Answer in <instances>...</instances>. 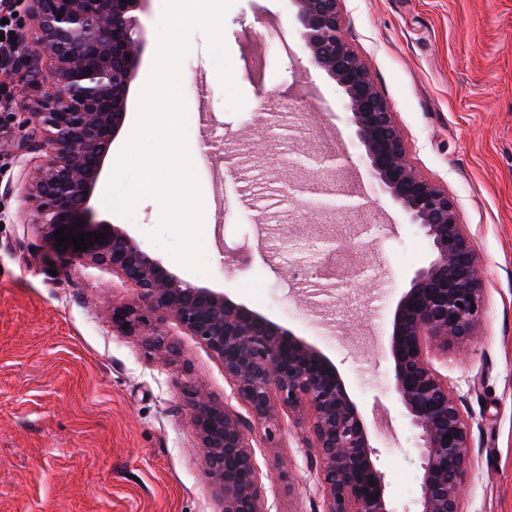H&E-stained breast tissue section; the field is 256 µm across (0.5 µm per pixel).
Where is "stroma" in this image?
<instances>
[{
	"mask_svg": "<svg viewBox=\"0 0 512 512\" xmlns=\"http://www.w3.org/2000/svg\"><path fill=\"white\" fill-rule=\"evenodd\" d=\"M344 34L389 104L413 167L447 189L478 255L485 309L470 345L435 368L470 422L473 466L464 512H512V0H341ZM163 0L140 15L144 50L125 129L137 121L152 71ZM295 35L280 48L281 32ZM294 0H234L223 42L241 109L228 98L194 31L180 64L187 145L202 198L207 274L175 261L150 238L162 206L143 198L133 220L108 212L178 277L226 293L315 346L338 368L380 452L395 512L420 495L417 434L391 392L393 313L414 274L433 258L429 242L373 178L341 94L316 67ZM21 72L0 76V512H222L204 476L205 451L182 394L185 371L216 397L235 387L222 362L175 322L179 355L148 354L142 337L112 327L109 302L137 295L106 267L76 259L27 223V178L49 157L28 149L41 129ZM356 176V208L338 221L316 208L332 195L294 194L318 177L308 164L324 139ZM356 253L366 276L292 280L311 268L323 240ZM249 242L253 262L225 268L220 240ZM310 416L283 418L276 449L251 423L261 499L278 512H321L316 471L302 446Z\"/></svg>",
	"mask_w": 512,
	"mask_h": 512,
	"instance_id": "35a3bbf8",
	"label": "stroma"
}]
</instances>
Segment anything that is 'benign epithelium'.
<instances>
[{
  "instance_id": "7a95c632",
  "label": "benign epithelium",
  "mask_w": 512,
  "mask_h": 512,
  "mask_svg": "<svg viewBox=\"0 0 512 512\" xmlns=\"http://www.w3.org/2000/svg\"><path fill=\"white\" fill-rule=\"evenodd\" d=\"M34 2L36 47L14 66L34 77L46 54L55 63V81L39 95L33 113L47 132L52 156L31 175L30 225L51 243L65 225L75 237L80 231L102 234L75 255L112 268L139 299L136 306H112V327L125 334L146 329L148 353L172 352L164 322L173 319L221 360L224 375L235 382L234 398L250 407L268 444L279 435L281 413L308 411L311 425L302 441L318 464L322 512H396L367 423L329 358L228 295L174 275L121 225L87 219L105 159L125 122L143 48L139 13L148 0ZM339 3L297 0L311 58L343 95L380 188L433 251L397 303L389 345L393 389L418 433L420 496L414 512H463L470 425L431 357L474 340L484 310L480 262L453 199L411 165L393 113L345 39ZM311 161L328 173L345 165L340 153ZM183 393L207 450L205 476L224 492V512H271L260 499L244 421L197 378L184 383Z\"/></svg>"
}]
</instances>
